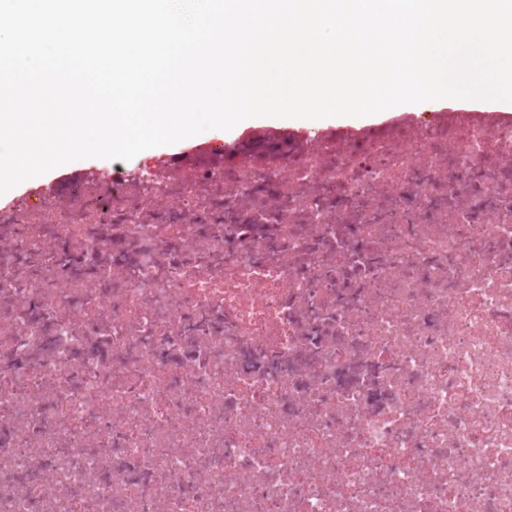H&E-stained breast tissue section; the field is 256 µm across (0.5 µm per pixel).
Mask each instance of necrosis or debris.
<instances>
[{"label": "necrosis or debris", "instance_id": "1", "mask_svg": "<svg viewBox=\"0 0 512 512\" xmlns=\"http://www.w3.org/2000/svg\"><path fill=\"white\" fill-rule=\"evenodd\" d=\"M0 512H512V115L0 209Z\"/></svg>", "mask_w": 512, "mask_h": 512}]
</instances>
